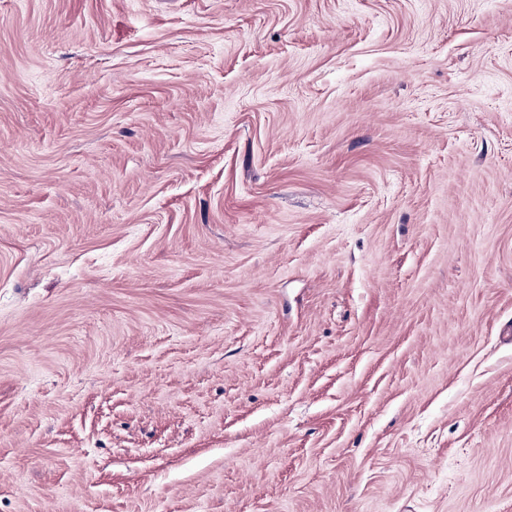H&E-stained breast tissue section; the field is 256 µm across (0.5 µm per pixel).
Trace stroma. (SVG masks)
I'll use <instances>...</instances> for the list:
<instances>
[{"instance_id":"obj_1","label":"stroma","mask_w":512,"mask_h":512,"mask_svg":"<svg viewBox=\"0 0 512 512\" xmlns=\"http://www.w3.org/2000/svg\"><path fill=\"white\" fill-rule=\"evenodd\" d=\"M0 512H512V0H0Z\"/></svg>"}]
</instances>
